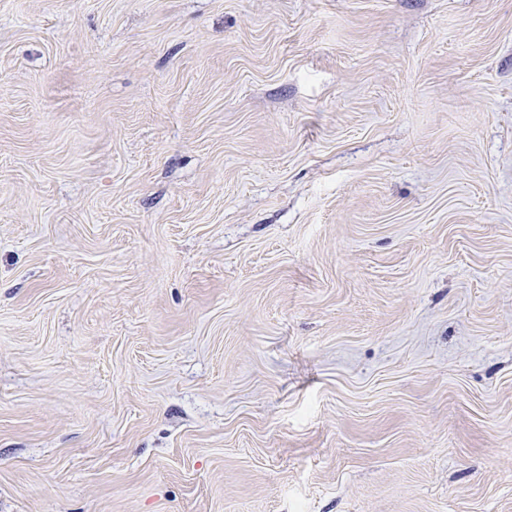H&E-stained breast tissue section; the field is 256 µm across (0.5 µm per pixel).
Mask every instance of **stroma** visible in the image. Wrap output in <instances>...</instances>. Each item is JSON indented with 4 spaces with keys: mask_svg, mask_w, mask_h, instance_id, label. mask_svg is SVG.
Returning <instances> with one entry per match:
<instances>
[{
    "mask_svg": "<svg viewBox=\"0 0 512 512\" xmlns=\"http://www.w3.org/2000/svg\"><path fill=\"white\" fill-rule=\"evenodd\" d=\"M0 512H512V0H0Z\"/></svg>",
    "mask_w": 512,
    "mask_h": 512,
    "instance_id": "obj_1",
    "label": "stroma"
}]
</instances>
